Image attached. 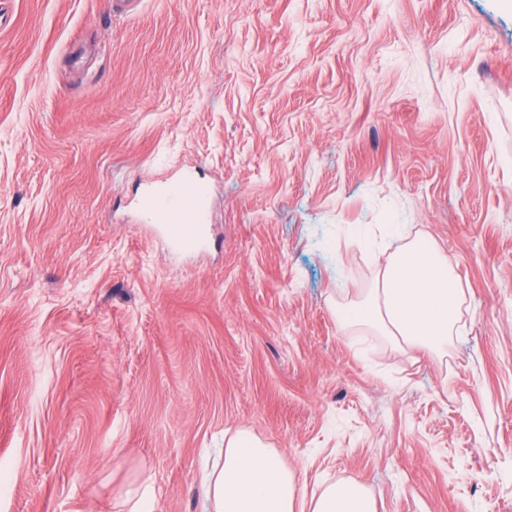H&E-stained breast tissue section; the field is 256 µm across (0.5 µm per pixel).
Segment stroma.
Returning <instances> with one entry per match:
<instances>
[{"label": "stroma", "mask_w": 512, "mask_h": 512, "mask_svg": "<svg viewBox=\"0 0 512 512\" xmlns=\"http://www.w3.org/2000/svg\"><path fill=\"white\" fill-rule=\"evenodd\" d=\"M187 172L194 252L137 204ZM379 224L461 278L445 359L338 322ZM241 430L310 497L512 512L504 0H0V512H206ZM373 501L357 483L334 484L316 499L312 512H375Z\"/></svg>", "instance_id": "stroma-1"}]
</instances>
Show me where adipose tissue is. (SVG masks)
Here are the masks:
<instances>
[{
    "mask_svg": "<svg viewBox=\"0 0 512 512\" xmlns=\"http://www.w3.org/2000/svg\"><path fill=\"white\" fill-rule=\"evenodd\" d=\"M380 234L393 247L363 297L338 308L341 324L375 331L401 348L447 356L448 338L462 319L461 280L425 236L405 237L394 224L381 225ZM202 491L210 512H295L305 497L277 454L244 431L227 441L224 464L205 476ZM312 512H375V506L349 482L324 490Z\"/></svg>",
    "mask_w": 512,
    "mask_h": 512,
    "instance_id": "adipose-tissue-1",
    "label": "adipose tissue"
}]
</instances>
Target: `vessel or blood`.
Returning <instances> with one entry per match:
<instances>
[{
	"label": "vessel or blood",
	"instance_id": "1",
	"mask_svg": "<svg viewBox=\"0 0 512 512\" xmlns=\"http://www.w3.org/2000/svg\"><path fill=\"white\" fill-rule=\"evenodd\" d=\"M207 198L206 186L188 176L145 195L140 205L173 247L191 251L205 240Z\"/></svg>",
	"mask_w": 512,
	"mask_h": 512
}]
</instances>
